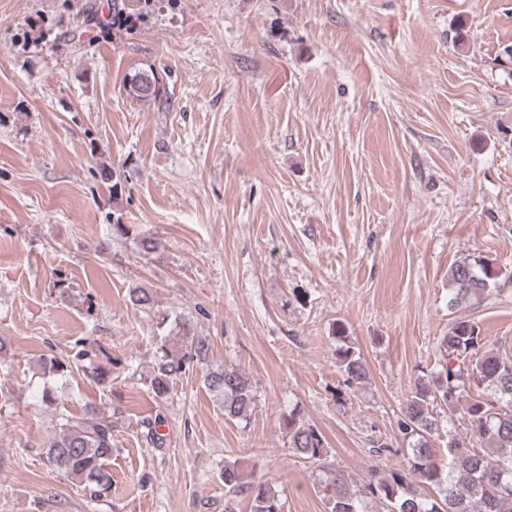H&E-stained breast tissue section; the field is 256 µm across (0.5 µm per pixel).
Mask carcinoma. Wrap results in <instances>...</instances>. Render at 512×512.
Listing matches in <instances>:
<instances>
[{
	"label": "carcinoma",
	"mask_w": 512,
	"mask_h": 512,
	"mask_svg": "<svg viewBox=\"0 0 512 512\" xmlns=\"http://www.w3.org/2000/svg\"><path fill=\"white\" fill-rule=\"evenodd\" d=\"M164 2L112 0L106 14L87 3L82 7L85 28L68 30L63 38L80 53L94 43L87 37L89 26L103 39L121 41L148 25ZM124 86L133 98L159 108L165 107L169 99L165 84L152 68L127 75ZM448 281L454 290L450 299L454 306L483 297L496 286L497 272L482 257L468 255L452 264ZM129 298L142 310L151 309L154 303L153 293L146 288L131 289ZM177 335L175 345L166 338L157 342L147 381L158 398L167 396L175 380L191 366L204 363L210 354L209 337L196 333L186 322L177 323ZM439 347L441 368L415 384L398 420L399 432L411 449L407 469L391 471L366 489L383 502L385 512H512V347L496 352L483 349L480 329L462 318L453 320ZM72 350L65 358L44 357L43 369L61 376L76 369L98 386L112 383V367L118 361L109 356L106 362L99 361L96 350L87 345L85 338L75 340ZM336 356L348 381H365L368 371L352 346L342 343L336 348ZM471 380L482 388L483 394L464 396ZM204 384L230 419L246 418L255 406V384L237 369L211 368L204 376ZM462 401L465 405L461 408ZM437 403L448 408V418L460 415L476 439L472 448L463 440L448 439L444 464L430 442L435 424L431 410ZM286 421L289 447L294 454L304 460L318 459L324 450L321 434L300 423L292 411ZM158 425L156 420L143 422V437L152 448L167 444L166 434L158 431ZM46 458L54 469L85 485L93 495L110 489L112 417L95 408L81 418L60 414ZM222 478L224 512H235L234 498L246 491L252 498L251 512H283L278 494L265 483H245L237 466H224ZM419 484L437 488V496L420 492ZM320 488L331 504L330 512H365L363 493L351 489L343 472L322 478Z\"/></svg>",
	"instance_id": "carcinoma-1"
}]
</instances>
